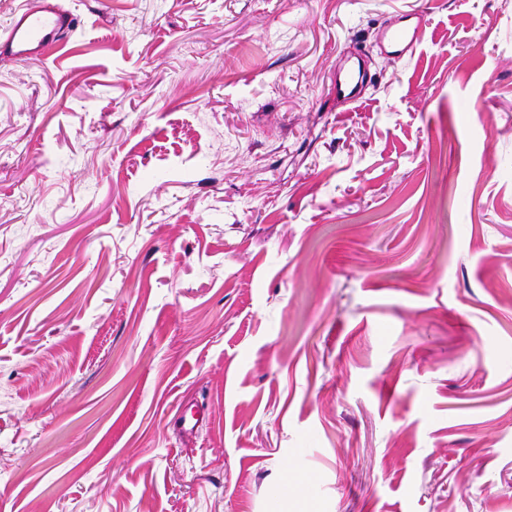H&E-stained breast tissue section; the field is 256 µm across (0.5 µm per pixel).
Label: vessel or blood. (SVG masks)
<instances>
[{
  "label": "vessel or blood",
  "mask_w": 512,
  "mask_h": 512,
  "mask_svg": "<svg viewBox=\"0 0 512 512\" xmlns=\"http://www.w3.org/2000/svg\"><path fill=\"white\" fill-rule=\"evenodd\" d=\"M78 25V19L64 10L57 0H38L22 8L10 24L0 29V57L22 61H37L46 56L51 46L59 44ZM421 27L388 25L383 38L392 48L394 59L402 60L415 54L423 40ZM367 81L365 69L337 74L331 93L338 101L353 103Z\"/></svg>",
  "instance_id": "1"
}]
</instances>
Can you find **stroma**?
Listing matches in <instances>:
<instances>
[{
  "mask_svg": "<svg viewBox=\"0 0 512 512\" xmlns=\"http://www.w3.org/2000/svg\"><path fill=\"white\" fill-rule=\"evenodd\" d=\"M60 4L0 59V512H512V0ZM78 26V19L55 0L28 2L0 31V57L39 61L51 46L60 44L68 32ZM424 32L419 25L409 26L387 25L383 29V40L393 48L394 60L412 57L423 40ZM366 81L367 72L359 63L357 72L351 70L342 74L341 71H339L336 74V79L330 91L331 94L336 97V100L351 104L359 98Z\"/></svg>",
  "mask_w": 512,
  "mask_h": 512,
  "instance_id": "35a3bbf8",
  "label": "stroma"
}]
</instances>
